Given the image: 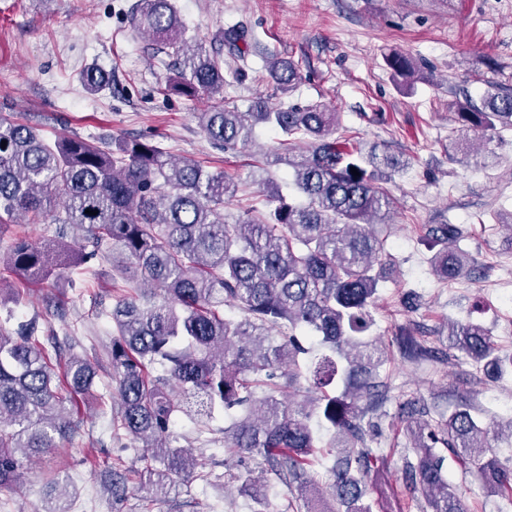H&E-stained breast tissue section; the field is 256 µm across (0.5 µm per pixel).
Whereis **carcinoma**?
Here are the masks:
<instances>
[{"mask_svg": "<svg viewBox=\"0 0 512 512\" xmlns=\"http://www.w3.org/2000/svg\"><path fill=\"white\" fill-rule=\"evenodd\" d=\"M133 24L157 53L178 61L170 89L188 98H220L198 113L212 148L243 150L264 126L282 133L279 151L291 154L300 142L305 155L288 161L292 173L283 185L269 176L252 179L263 208L251 205L230 221L224 203L240 184L224 171L205 172L146 138L109 145L62 135L48 142L38 128L0 114V142H6L0 147V233L28 215L29 223L57 224L59 234L68 230L78 240L71 251L61 239L18 236L6 266L26 283L44 284L60 269L86 270L122 256L121 276L112 279V391L100 406H118L114 436L144 449L142 473L157 477L156 486L197 466L171 430L183 414L194 421L197 439L214 443L223 433L228 459L261 460L295 486L307 512H324L309 468L327 427L336 502L329 512H371L363 498L383 454L369 443L389 391L381 371L388 354L372 334V310L392 270L394 200L382 183L405 163L385 150L364 153L359 133L341 129L340 113L322 104L266 103L258 112L226 104L224 57L198 42L189 48L173 0H141ZM223 40L245 61L246 32L228 29ZM386 65L397 77L415 70L400 54L388 56ZM267 70L280 88L301 79L291 59L274 57ZM81 80L94 94L107 87L95 66L83 70ZM453 122L459 134L453 148L489 143L512 131V93L487 89L478 103L467 97L457 102ZM463 238L458 224L426 225L422 242L439 281L472 273ZM227 305L241 316H224ZM303 337L318 340L326 353L301 363L309 354ZM448 340L485 379L512 375V354L495 350L484 325L453 320ZM394 342L405 357L430 355L408 330ZM78 344L70 331L60 335L35 320L15 333L0 326V489L20 482L24 461L50 453L78 430L77 413L96 395L99 379V364L72 352ZM157 364L164 373L153 374ZM239 408L230 426L212 428L215 412ZM403 414L415 455L406 462V484L421 494L423 512H463L442 473L435 452L441 447L512 501V466L490 443L502 425L512 440V416L481 420L466 400L434 425L421 418L424 408L416 401L406 403ZM72 498L57 490L34 512H71Z\"/></svg>", "mask_w": 512, "mask_h": 512, "instance_id": "obj_1", "label": "carcinoma"}]
</instances>
